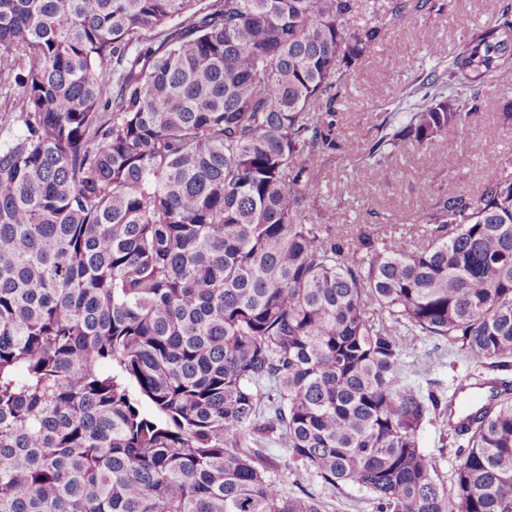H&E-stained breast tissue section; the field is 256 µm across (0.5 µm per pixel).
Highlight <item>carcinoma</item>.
Wrapping results in <instances>:
<instances>
[{
	"label": "carcinoma",
	"mask_w": 512,
	"mask_h": 512,
	"mask_svg": "<svg viewBox=\"0 0 512 512\" xmlns=\"http://www.w3.org/2000/svg\"><path fill=\"white\" fill-rule=\"evenodd\" d=\"M431 0H0V512H321L288 460L378 512H512V172L426 240L310 210L326 150L381 164L458 133L512 67V3L350 151L348 76ZM488 401L406 382L403 337ZM461 439L450 482L419 445ZM270 452L277 463L270 475L283 486L288 496L300 494V490L305 489L322 503V512H376L374 497L365 488L355 485L332 488L323 484L311 471L289 465L283 448L272 447Z\"/></svg>",
	"instance_id": "cac0c4a2"
}]
</instances>
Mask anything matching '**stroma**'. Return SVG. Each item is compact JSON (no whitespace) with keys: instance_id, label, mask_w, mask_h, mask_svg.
Segmentation results:
<instances>
[{"instance_id":"obj_1","label":"stroma","mask_w":512,"mask_h":512,"mask_svg":"<svg viewBox=\"0 0 512 512\" xmlns=\"http://www.w3.org/2000/svg\"><path fill=\"white\" fill-rule=\"evenodd\" d=\"M430 13H410L397 19L384 39L349 78L335 107L337 134L363 144L373 133L377 112L398 98L408 83L429 70L434 60L449 61L465 33L495 23L504 0H437ZM479 107L451 138L430 148L408 150L380 166H371L343 152L327 151L320 167L322 194L315 203L336 232L360 226L373 233H401L419 242L425 233L426 212L437 195L454 188L477 193L488 177L483 158L497 154L512 158V119H504L512 102V72L490 78L477 88ZM448 157L447 168H434V153ZM431 194H422L421 181ZM361 192L348 194L350 183ZM410 383L434 391H451L472 373L463 358L449 354L447 344L421 336L407 342L403 354ZM277 466L271 472L288 494L312 492L323 512H376L373 495L355 485L323 484L311 471L290 465L284 449L272 448Z\"/></svg>"}]
</instances>
